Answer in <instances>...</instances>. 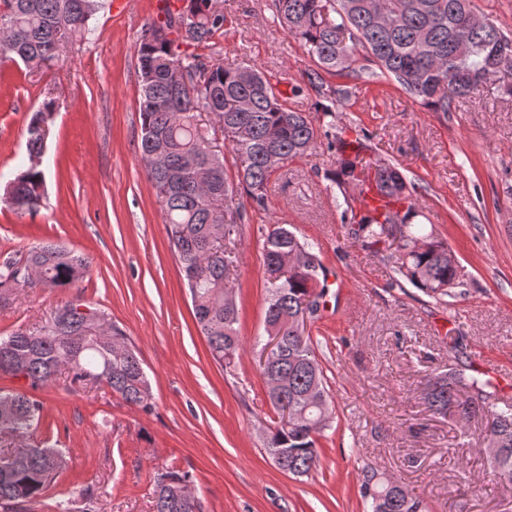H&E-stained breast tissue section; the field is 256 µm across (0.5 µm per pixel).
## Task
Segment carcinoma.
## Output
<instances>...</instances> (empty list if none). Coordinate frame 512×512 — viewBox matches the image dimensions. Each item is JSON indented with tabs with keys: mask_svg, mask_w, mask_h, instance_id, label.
Returning <instances> with one entry per match:
<instances>
[{
	"mask_svg": "<svg viewBox=\"0 0 512 512\" xmlns=\"http://www.w3.org/2000/svg\"><path fill=\"white\" fill-rule=\"evenodd\" d=\"M10 7L11 32L0 38V58L46 64L59 56L62 39L90 33L89 21L101 0H0ZM274 18L311 58L303 84L290 92L273 75L249 62L226 66L180 51L181 45L211 41L224 28L225 17L214 0H181L140 36L137 47L139 149L146 176L161 203L173 251L185 270L194 272L187 283L193 315L213 359L231 366L240 344L236 334L237 306L225 297L228 264L214 256L216 234L234 242L242 231L243 215L236 212L224 223V199L243 193L253 208L263 210L277 170L266 161L275 149L288 162L309 157L319 146L336 154L324 178L329 187L359 188L385 200L382 208H359V197L343 195L344 217L351 234L378 254L389 240L397 242V273L427 296L445 301L454 297L461 268L448 259V245L414 223L422 214L418 188L399 167L365 160L368 136L353 140L336 133V107L349 97L346 83L331 85L326 76L346 81L365 70L396 82L419 105L448 113L456 99L472 96L481 83L479 72L495 69L512 75V35L476 14L473 0H272ZM65 15L69 27H56ZM315 97L317 115L299 111L288 95ZM55 112V101L44 100L26 129L29 156L41 153ZM203 112L222 122L224 140L236 159V181L221 172L218 182L203 187L198 172L205 166L224 168L214 149L212 129L200 123ZM10 206L30 211L44 191V175L30 164L15 177ZM294 257L288 276L269 280L264 314L265 334L281 337V348L262 375L277 378L267 391L280 413L288 403V426L281 424L264 438L273 463L294 476L317 469V435L333 421L332 401L312 336L295 327L301 305L319 301L325 284L315 247L285 224H272L264 233L262 256L269 274L278 270L281 256ZM86 257L59 243L32 246L22 259L0 261V303L11 291L33 285L68 288L84 277ZM67 372L74 383L103 384L131 406L152 407L153 394L142 360L124 331L96 310L78 313L67 303L51 324L38 334L17 330L0 338V373L25 380L36 389ZM0 436L21 439L38 424L42 406L26 391H0ZM424 402L435 414H453L460 421L486 419L485 454L490 480L512 484V401L497 396L488 380L452 364L427 379ZM63 464L62 452L51 447H25L0 453V508L35 502L42 497ZM192 484L187 472L159 471L154 512H199L195 497L182 489ZM361 496L367 512H430L419 496H398L389 479L376 470L363 473Z\"/></svg>",
	"mask_w": 512,
	"mask_h": 512,
	"instance_id": "carcinoma-1",
	"label": "carcinoma"
}]
</instances>
